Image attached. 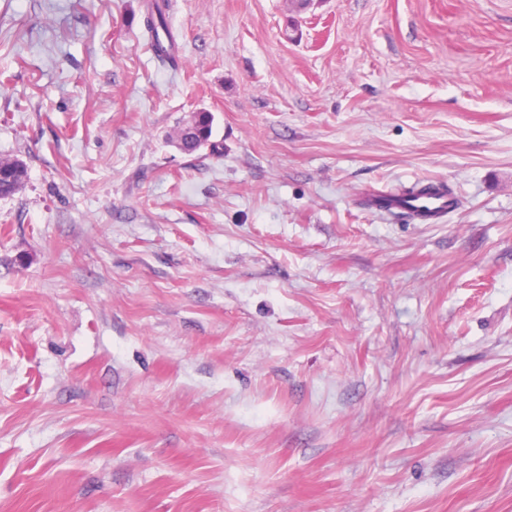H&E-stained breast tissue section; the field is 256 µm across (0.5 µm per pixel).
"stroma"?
Instances as JSON below:
<instances>
[{"mask_svg": "<svg viewBox=\"0 0 512 512\" xmlns=\"http://www.w3.org/2000/svg\"><path fill=\"white\" fill-rule=\"evenodd\" d=\"M148 2L0 0V512H512V0ZM147 14L145 28L151 36L152 47L159 56H166L165 58H168L172 65L175 64V60L169 55L160 36V31H163L166 37L171 39L170 31L165 21L161 5L159 3H153ZM214 117L210 112L198 113L189 126H182L176 133V139L183 141L188 153L201 147H209L213 153H219V144L211 141ZM27 168L18 158H0V198L10 197L25 185ZM434 189L433 185H425L421 187L419 193H427ZM413 193L412 198L407 199V205L411 206L414 217L421 218L428 212H439L437 218L443 217L447 212L448 203L451 202V198L445 192H440L438 195H427Z\"/></svg>", "mask_w": 512, "mask_h": 512, "instance_id": "1", "label": "stroma"}]
</instances>
